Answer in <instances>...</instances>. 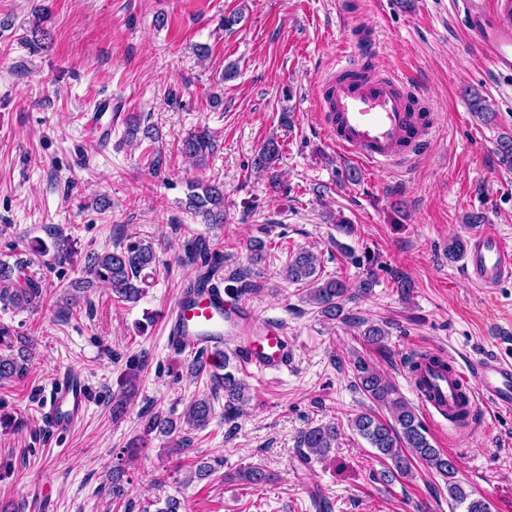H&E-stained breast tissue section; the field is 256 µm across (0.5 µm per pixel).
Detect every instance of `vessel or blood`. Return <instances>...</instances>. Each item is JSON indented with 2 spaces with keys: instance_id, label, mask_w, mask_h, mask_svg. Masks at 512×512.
<instances>
[{
  "instance_id": "b4317fda",
  "label": "vessel or blood",
  "mask_w": 512,
  "mask_h": 512,
  "mask_svg": "<svg viewBox=\"0 0 512 512\" xmlns=\"http://www.w3.org/2000/svg\"><path fill=\"white\" fill-rule=\"evenodd\" d=\"M464 28L496 76L512 75V0H460ZM375 52L372 36L343 41L339 73L323 81L317 98L324 123L340 153L368 166H393L422 152L427 133L435 124L432 113L410 106V91L403 76L367 74ZM111 98L99 101L87 122L88 134L106 140L111 128ZM468 282L495 288L512 280V245L492 226L470 236L465 262ZM172 348H194L209 353L223 350L224 339L234 336L245 365L260 370L286 368L289 344L285 331L261 320L256 310L225 291L220 279H211L191 296L180 297L169 314ZM425 410L442 421L465 410L466 426H473L480 405L512 410V362L490 354L467 365L444 370L423 365L410 375ZM87 386L77 374L60 372L42 408L47 426L64 433L82 418L87 407Z\"/></svg>"
}]
</instances>
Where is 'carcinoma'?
<instances>
[{
    "label": "carcinoma",
    "instance_id": "cac0c4a2",
    "mask_svg": "<svg viewBox=\"0 0 512 512\" xmlns=\"http://www.w3.org/2000/svg\"><path fill=\"white\" fill-rule=\"evenodd\" d=\"M469 105L472 114L482 123L495 121L497 113L488 100L478 91L469 93ZM153 137L150 127H141L140 118L132 115L127 119L125 136L136 139L138 136ZM214 143L207 130L189 135L182 143V152L199 163L213 154ZM499 162L507 170H512V136L503 135L496 148ZM281 155L279 142L267 141L254 156L251 165L260 170L273 168ZM186 208L206 224L224 223L226 210L224 190L216 185L193 184L189 187ZM186 258L197 268L212 272L215 266L210 264L209 253L200 251L196 242L189 241L184 247ZM157 255L152 243L135 241L126 247L103 253H94L87 257L82 276L71 283L57 300L58 311L70 314L87 300V294L97 286L110 290L116 302L133 303L141 296L145 282L143 272L156 265ZM318 257L310 250H301L289 256L284 268L285 278L292 283L309 286L307 299L320 309L329 319L342 316L344 305L354 299L350 288L338 277L322 278L317 271ZM33 262L17 258L14 262L0 260V306L4 308H27L40 302L42 287L40 277L32 270ZM0 345L6 346V352L0 353V382L21 378L27 371L31 358V343L24 336L15 334L5 324H0ZM219 360L224 362V373L220 374L211 367L210 358L203 354L195 356L186 367L189 374L210 375L213 397L224 396V422L230 423L240 414L239 403L248 390L243 379L230 370V358L223 353ZM358 387L376 405L389 409L391 419L378 417L372 411H364L350 420V426L365 439L378 455L386 460L385 470L381 474L384 484L390 485L400 479L414 476V462L420 461L435 469L446 479L448 498L456 506L466 505V512H491V504L485 499H472L463 484L457 478L456 463L450 457L443 456L426 436V431L418 419L415 409L396 396L395 388L378 370L359 361L356 363ZM211 397V398H213ZM211 398L206 396L190 402L184 413L185 423L192 429L206 427L214 414ZM177 429L172 418L154 413L143 422V433L149 436L158 433L169 436ZM341 436L340 425L335 421L319 423L306 429L300 437L299 450L302 457L309 461L329 456L332 449L338 447ZM222 466V460L200 461L189 475V481L209 479ZM236 479L254 487L270 481V475L259 466L241 469ZM108 494L115 500L126 495L123 482V468H112Z\"/></svg>",
    "mask_w": 512,
    "mask_h": 512
}]
</instances>
